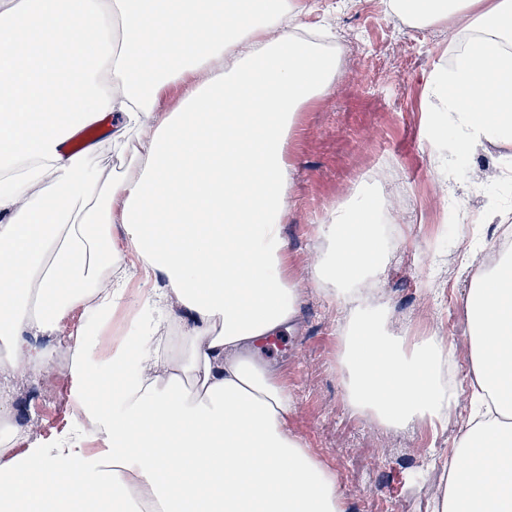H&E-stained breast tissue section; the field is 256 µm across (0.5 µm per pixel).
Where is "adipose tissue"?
Returning a JSON list of instances; mask_svg holds the SVG:
<instances>
[{
    "label": "adipose tissue",
    "mask_w": 512,
    "mask_h": 512,
    "mask_svg": "<svg viewBox=\"0 0 512 512\" xmlns=\"http://www.w3.org/2000/svg\"><path fill=\"white\" fill-rule=\"evenodd\" d=\"M406 20H463L477 36L442 95L478 139L512 144V0H387ZM305 0H0V377L47 358L44 337L94 300L106 316L147 282L192 340L180 368L154 352L123 376L112 413L82 409L102 449L77 439L0 451V512H344L336 477L287 429L295 399L257 345L298 315L280 272L291 117L329 88L336 62L297 36ZM220 74H213L214 64ZM178 105L163 109L172 89ZM104 112L144 132L137 173L72 223L91 179L63 134ZM120 225L122 246L109 228ZM333 272L358 285L381 251L371 210L336 222ZM135 257L133 264L123 254ZM110 270L107 286L88 283ZM465 311L470 417L437 512H512V260L479 277ZM437 343L405 353L369 322L345 343L351 405L402 428L449 413Z\"/></svg>",
    "instance_id": "obj_1"
}]
</instances>
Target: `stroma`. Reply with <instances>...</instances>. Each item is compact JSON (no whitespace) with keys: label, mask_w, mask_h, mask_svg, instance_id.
Masks as SVG:
<instances>
[{"label":"stroma","mask_w":512,"mask_h":512,"mask_svg":"<svg viewBox=\"0 0 512 512\" xmlns=\"http://www.w3.org/2000/svg\"><path fill=\"white\" fill-rule=\"evenodd\" d=\"M309 29L325 49L340 45L336 80L297 112L284 158L292 169L290 208L281 226L286 243L282 271L294 286L299 315L288 333L262 342L280 381L296 399L288 431L334 473L346 512H434L443 467L456 454L472 414L471 343L464 301L475 274L487 271L500 224L512 223V144L486 140L463 148L469 136L439 109L434 79L447 73L473 37L464 23L412 26L385 10L383 0H309ZM98 150L86 166L107 193L130 161L112 141L111 126L98 131ZM370 204L382 257L365 286L338 287L331 273L339 211ZM129 296L104 319L108 343L83 373H75L68 346L92 319L73 307L61 343L48 346L46 368L1 387L38 386L45 371L58 380L49 402L16 413L9 435L14 451L48 446L73 434L77 400L92 395L102 413L112 411L116 376L110 353L126 345L136 365L143 339ZM380 324L404 351L426 337L444 350L440 368L458 378L454 405L440 421L405 428L382 424L352 408L341 341L354 326Z\"/></svg>","instance_id":"obj_1"}]
</instances>
